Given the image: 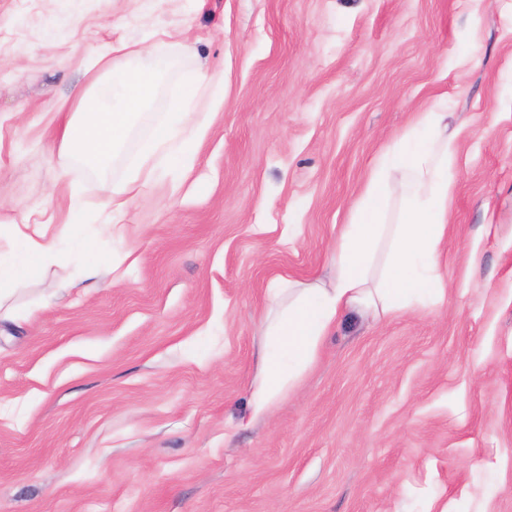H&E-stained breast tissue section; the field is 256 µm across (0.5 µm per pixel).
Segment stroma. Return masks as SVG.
Here are the masks:
<instances>
[{
	"instance_id": "1",
	"label": "stroma",
	"mask_w": 512,
	"mask_h": 512,
	"mask_svg": "<svg viewBox=\"0 0 512 512\" xmlns=\"http://www.w3.org/2000/svg\"><path fill=\"white\" fill-rule=\"evenodd\" d=\"M120 40L223 68L224 102L198 100L193 170L117 240L122 162L61 155L51 120ZM439 100L444 300L346 316L250 423L268 288L329 275L376 160ZM0 211L102 265L7 301L0 512H512V0H0Z\"/></svg>"
}]
</instances>
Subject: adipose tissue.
Listing matches in <instances>:
<instances>
[{
    "label": "adipose tissue",
    "instance_id": "1",
    "mask_svg": "<svg viewBox=\"0 0 512 512\" xmlns=\"http://www.w3.org/2000/svg\"><path fill=\"white\" fill-rule=\"evenodd\" d=\"M100 69L112 89L111 105L94 88L80 91L57 114L61 151L90 168L106 170L155 103L162 79L177 72L181 99L141 139L124 177L105 188L100 210L112 234L124 235L130 208L162 171L190 172L214 115L194 109L210 95L224 101V75L177 68L154 46L117 43ZM459 152L448 114L434 107L391 154L375 164L351 224L345 225L329 279L278 280L267 292L272 313L262 323L259 371L251 386L250 418L265 419L301 379L328 336L350 313L377 316L415 310L444 295L439 253L448 231V199ZM10 252H0V297L20 289L34 268L52 262L58 239L26 217L12 218Z\"/></svg>",
    "mask_w": 512,
    "mask_h": 512
}]
</instances>
